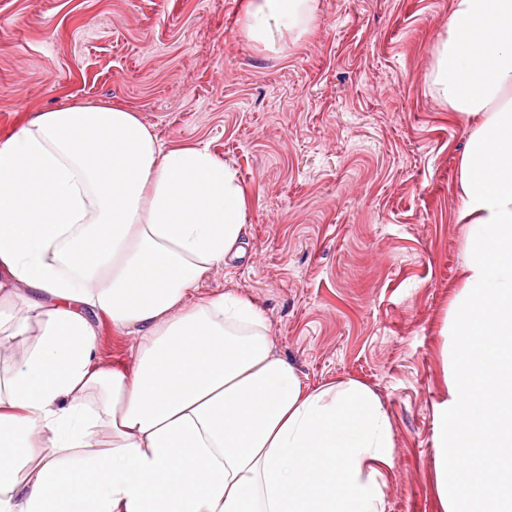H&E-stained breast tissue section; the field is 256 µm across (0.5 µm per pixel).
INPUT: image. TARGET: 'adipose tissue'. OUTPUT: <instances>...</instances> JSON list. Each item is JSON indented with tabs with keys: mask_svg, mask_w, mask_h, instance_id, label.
I'll return each mask as SVG.
<instances>
[{
	"mask_svg": "<svg viewBox=\"0 0 512 512\" xmlns=\"http://www.w3.org/2000/svg\"><path fill=\"white\" fill-rule=\"evenodd\" d=\"M316 0H249L302 35ZM432 86L468 136L464 281L434 409L439 512H512V0H453ZM248 203L208 148L130 109L40 113L0 145V512H386L392 427L361 381L306 385L256 304L204 297ZM132 338L98 358L99 319Z\"/></svg>",
	"mask_w": 512,
	"mask_h": 512,
	"instance_id": "ef3b65f1",
	"label": "adipose tissue"
}]
</instances>
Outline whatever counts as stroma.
I'll return each instance as SVG.
<instances>
[{"label":"stroma","mask_w":512,"mask_h":512,"mask_svg":"<svg viewBox=\"0 0 512 512\" xmlns=\"http://www.w3.org/2000/svg\"><path fill=\"white\" fill-rule=\"evenodd\" d=\"M246 5L0 0V141L37 113L108 104L232 164L247 252L201 294L251 297L308 385H368L395 440L386 512H438L441 330L464 263L466 133L431 84L451 0H317L279 52L246 36Z\"/></svg>","instance_id":"1"}]
</instances>
